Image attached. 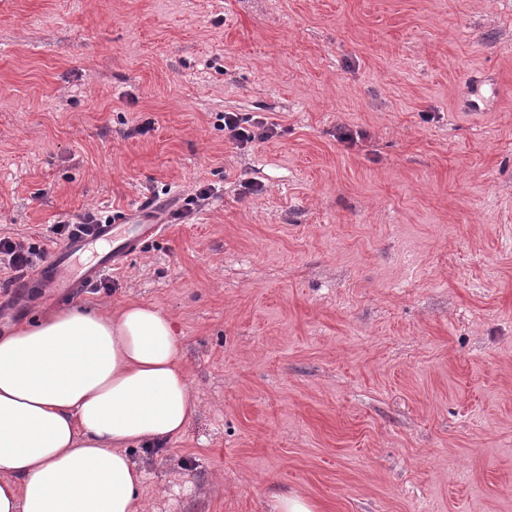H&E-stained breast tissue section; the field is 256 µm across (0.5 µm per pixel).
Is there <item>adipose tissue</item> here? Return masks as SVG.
I'll list each match as a JSON object with an SVG mask.
<instances>
[{"mask_svg":"<svg viewBox=\"0 0 512 512\" xmlns=\"http://www.w3.org/2000/svg\"><path fill=\"white\" fill-rule=\"evenodd\" d=\"M197 411L173 320L70 308L0 333V512H145L136 446Z\"/></svg>","mask_w":512,"mask_h":512,"instance_id":"1","label":"adipose tissue"}]
</instances>
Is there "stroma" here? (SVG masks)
Returning <instances> with one entry per match:
<instances>
[{
	"label": "stroma",
	"instance_id": "1",
	"mask_svg": "<svg viewBox=\"0 0 512 512\" xmlns=\"http://www.w3.org/2000/svg\"><path fill=\"white\" fill-rule=\"evenodd\" d=\"M202 185L67 303L176 322L148 512H512V0H0V237ZM10 276L0 331L60 309ZM222 120H224V131L228 134L229 140L240 147L254 141L271 139L276 134L277 126L269 123L265 117L253 116L246 119L239 113L225 112ZM271 509L273 512H317L313 502L296 494L274 498Z\"/></svg>",
	"mask_w": 512,
	"mask_h": 512
}]
</instances>
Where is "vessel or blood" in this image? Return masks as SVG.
<instances>
[{
  "instance_id": "vessel-or-blood-1",
  "label": "vessel or blood",
  "mask_w": 512,
  "mask_h": 512,
  "mask_svg": "<svg viewBox=\"0 0 512 512\" xmlns=\"http://www.w3.org/2000/svg\"><path fill=\"white\" fill-rule=\"evenodd\" d=\"M164 230L152 216L151 203H144L135 222L126 213H113L111 223L94 225L91 233L69 239L63 249L31 271L22 285L42 288L54 299L67 298L93 287L105 273L120 269ZM76 258L82 264L75 269L71 263Z\"/></svg>"
}]
</instances>
